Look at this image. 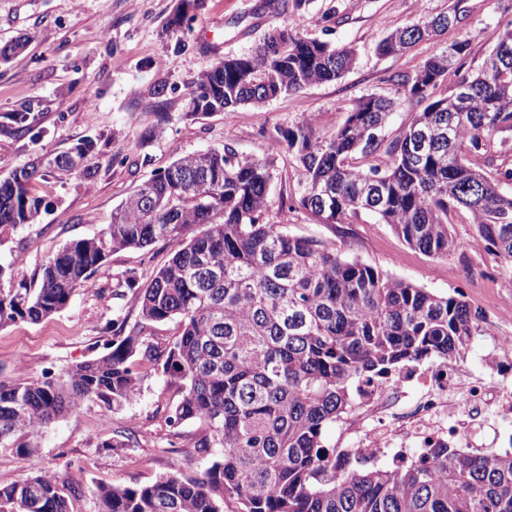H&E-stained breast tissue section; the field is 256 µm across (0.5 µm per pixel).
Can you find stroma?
Here are the masks:
<instances>
[{
	"label": "stroma",
	"mask_w": 512,
	"mask_h": 512,
	"mask_svg": "<svg viewBox=\"0 0 512 512\" xmlns=\"http://www.w3.org/2000/svg\"><path fill=\"white\" fill-rule=\"evenodd\" d=\"M452 0H200L184 35L167 37L161 27L178 0H0V44L18 38L27 51L0 63V178L34 154L55 156L84 138L95 142L96 172L77 169L50 175L31 186L44 197L47 213L36 223L0 227V265L8 281L39 287L48 260L76 239L106 240L112 211L131 191L176 158L210 148L232 147L243 157L275 155L269 204L297 186L300 175L282 137L303 119L324 135L338 130L356 102L376 95L397 100L383 131L399 135L413 109L396 75H414L436 48L468 41L462 73L475 71L495 46L503 0H464V17L439 37L400 56H382L379 39L394 29L447 12ZM301 33L358 53L341 79L279 96L261 109L240 107L233 116H193L189 93L198 77L225 57L250 53L274 29ZM166 85L165 95L154 93ZM167 121L156 126L157 113ZM33 133L14 132L15 114ZM290 234L336 244L342 254L438 294L465 300L478 311L492 303L512 307V273L493 256L453 253L433 258L410 248L369 214L350 224L315 223L302 209L286 213ZM173 251L159 240L143 249L108 252L104 268L69 304L42 322L0 327V382L43 376L60 378L104 353L110 325L140 318L134 297L113 298L119 280L147 282ZM178 398L161 373L142 380L138 400L111 413L86 400L57 420L39 440V456L0 450V485L35 470L81 485L73 512H98L97 486H135L166 475L194 476L208 465L189 446L194 424L169 426L166 410ZM133 433L135 447L112 448L116 431Z\"/></svg>",
	"instance_id": "1"
}]
</instances>
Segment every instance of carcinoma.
Segmentation results:
<instances>
[{"mask_svg": "<svg viewBox=\"0 0 512 512\" xmlns=\"http://www.w3.org/2000/svg\"><path fill=\"white\" fill-rule=\"evenodd\" d=\"M460 5L432 19L397 28L377 44L398 56L448 31ZM178 9L166 35L189 28ZM241 57L217 61L196 82L195 115L229 116L284 94L343 77L356 50L273 30ZM458 41L431 55L413 76H398L414 108L410 124L391 140L381 136L397 102L370 95L358 101L330 135L312 120L284 140L301 172L281 206L306 210L318 224H351L363 213L389 224L405 243L432 257L462 250L449 217L467 212L471 241L512 271V167L495 168L512 143V19L479 69L457 84L466 106L436 91L466 55ZM94 142L86 138L52 159L32 158L0 180V226L34 224L48 209L30 184L51 168L69 172L79 158L86 174ZM276 158L210 149L177 158L137 185L112 212L108 243L73 240L44 267L40 287L0 283V326L37 323L64 308L74 292L102 271L105 246L145 248L174 243L170 259L144 286L124 279L141 320L105 345L106 353L49 378L0 383V448L35 458L38 437L85 399L110 410L137 400L142 373L179 381L181 397L166 422L196 425L195 453L209 466L193 477L159 478L133 487H100L99 512H512V450L491 456L439 444L388 468L361 456L336 455L324 440L354 401V384L411 363L464 354L483 318L469 304L394 278L333 244L288 233L267 215ZM202 231L189 240L192 227ZM177 321L162 345L155 330ZM81 488L38 472L0 485V512H71Z\"/></svg>", "mask_w": 512, "mask_h": 512, "instance_id": "cac0c4a2", "label": "carcinoma"}]
</instances>
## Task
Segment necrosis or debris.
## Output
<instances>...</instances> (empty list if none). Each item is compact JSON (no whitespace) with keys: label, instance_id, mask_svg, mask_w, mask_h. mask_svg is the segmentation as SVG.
Returning a JSON list of instances; mask_svg holds the SVG:
<instances>
[{"label":"necrosis or debris","instance_id":"1","mask_svg":"<svg viewBox=\"0 0 512 512\" xmlns=\"http://www.w3.org/2000/svg\"><path fill=\"white\" fill-rule=\"evenodd\" d=\"M493 365L480 373L463 361L407 365L382 383H360L344 422L350 450L378 460L383 450L411 457L441 442L485 454L503 447L512 419V334L488 338Z\"/></svg>","mask_w":512,"mask_h":512}]
</instances>
